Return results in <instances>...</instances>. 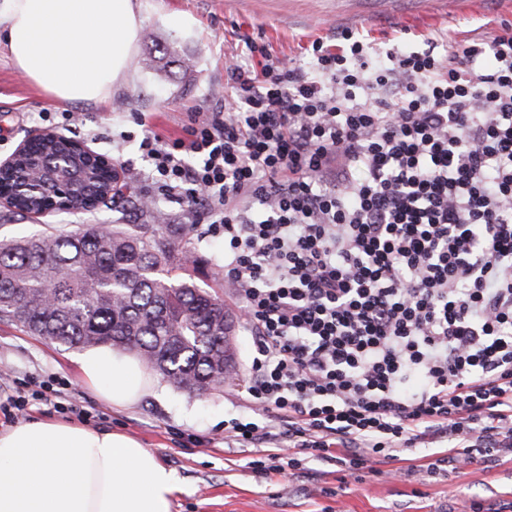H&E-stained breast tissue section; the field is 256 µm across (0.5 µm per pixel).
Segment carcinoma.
Masks as SVG:
<instances>
[{
    "instance_id": "cac0c4a2",
    "label": "carcinoma",
    "mask_w": 512,
    "mask_h": 512,
    "mask_svg": "<svg viewBox=\"0 0 512 512\" xmlns=\"http://www.w3.org/2000/svg\"><path fill=\"white\" fill-rule=\"evenodd\" d=\"M184 224H79L0 240V321L47 343L135 352L176 390L224 388L237 359L224 298L199 283Z\"/></svg>"
}]
</instances>
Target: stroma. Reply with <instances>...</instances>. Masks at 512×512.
<instances>
[{"label":"stroma","mask_w":512,"mask_h":512,"mask_svg":"<svg viewBox=\"0 0 512 512\" xmlns=\"http://www.w3.org/2000/svg\"><path fill=\"white\" fill-rule=\"evenodd\" d=\"M142 29L131 83L103 105L64 106L37 88L11 63L0 43V161L33 132L46 112H69L60 134L84 143L112 162L125 164V180L137 197L153 192L149 166L139 151L138 116L178 138L194 112L223 109L229 96L226 59L248 65L246 41L266 45L292 66L307 58L310 42L352 28L380 52L395 48L438 50L487 38L500 22H512V0H140ZM121 213L101 207L87 213L59 211L47 217L11 216L0 204V239L34 236L47 228L122 224ZM238 365L222 390L200 396L158 382L138 403L106 405L82 381L80 348L49 344L0 321V378L27 383L36 378L64 383L72 400L89 411L87 426L125 433L153 451L181 478L172 512H463L478 502L484 512L512 505V452L495 462L469 465L465 474H431L427 466L440 447L420 444L403 451L396 465L344 478L336 465L313 460L306 472L263 479L248 463L253 449L224 441L227 419L251 417L241 384L252 360L251 336L236 323ZM332 495H325V488Z\"/></svg>","instance_id":"1"}]
</instances>
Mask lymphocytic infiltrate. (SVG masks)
I'll return each mask as SVG.
<instances>
[{
    "mask_svg": "<svg viewBox=\"0 0 512 512\" xmlns=\"http://www.w3.org/2000/svg\"><path fill=\"white\" fill-rule=\"evenodd\" d=\"M248 51L230 111L139 143L158 193L224 235L255 348L254 417L225 442L263 478L311 457L354 478L428 440L429 472L458 474L511 448L512 23L443 54L349 28L305 68Z\"/></svg>",
    "mask_w": 512,
    "mask_h": 512,
    "instance_id": "obj_1",
    "label": "lymphocytic infiltrate"
}]
</instances>
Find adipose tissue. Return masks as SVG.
Masks as SVG:
<instances>
[{
    "mask_svg": "<svg viewBox=\"0 0 512 512\" xmlns=\"http://www.w3.org/2000/svg\"><path fill=\"white\" fill-rule=\"evenodd\" d=\"M141 29L138 0H0V40L15 67L55 101L105 103L128 84ZM86 386L116 407L155 380L109 346L77 360ZM176 472L119 432L33 421L0 433V512H171Z\"/></svg>",
    "mask_w": 512,
    "mask_h": 512,
    "instance_id": "ef3b65f1",
    "label": "adipose tissue"
}]
</instances>
